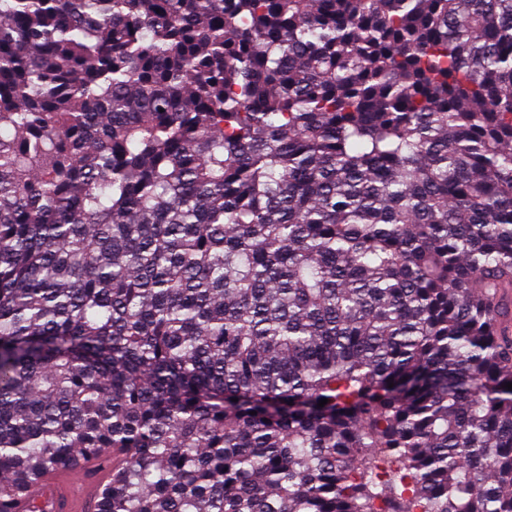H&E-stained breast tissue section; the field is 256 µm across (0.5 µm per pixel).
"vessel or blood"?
Masks as SVG:
<instances>
[{
	"mask_svg": "<svg viewBox=\"0 0 512 512\" xmlns=\"http://www.w3.org/2000/svg\"><path fill=\"white\" fill-rule=\"evenodd\" d=\"M97 479L88 465L46 476L40 493L48 499L52 512H92Z\"/></svg>",
	"mask_w": 512,
	"mask_h": 512,
	"instance_id": "b4317fda",
	"label": "vessel or blood"
}]
</instances>
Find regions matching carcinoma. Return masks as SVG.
Returning a JSON list of instances; mask_svg holds the SVG:
<instances>
[{
  "label": "carcinoma",
  "mask_w": 512,
  "mask_h": 512,
  "mask_svg": "<svg viewBox=\"0 0 512 512\" xmlns=\"http://www.w3.org/2000/svg\"><path fill=\"white\" fill-rule=\"evenodd\" d=\"M502 288L512 0H0V512H512ZM92 471L91 466L81 465L55 472L43 479L39 492L48 499L53 512H92L97 484Z\"/></svg>",
  "instance_id": "obj_1"
}]
</instances>
